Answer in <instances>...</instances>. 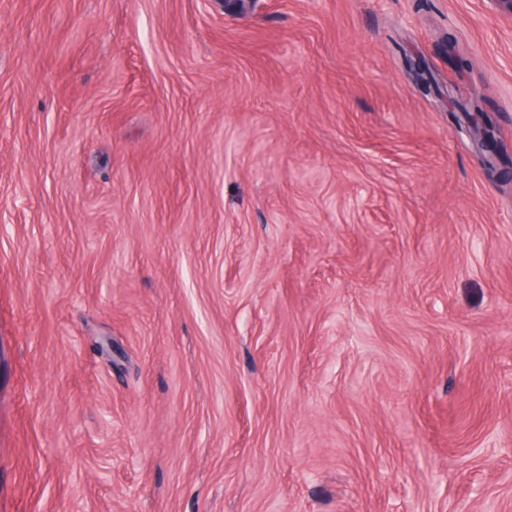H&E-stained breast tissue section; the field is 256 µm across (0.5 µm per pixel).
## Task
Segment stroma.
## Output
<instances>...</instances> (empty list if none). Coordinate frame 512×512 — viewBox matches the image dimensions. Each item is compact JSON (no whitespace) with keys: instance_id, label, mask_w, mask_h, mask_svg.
<instances>
[{"instance_id":"1","label":"stroma","mask_w":512,"mask_h":512,"mask_svg":"<svg viewBox=\"0 0 512 512\" xmlns=\"http://www.w3.org/2000/svg\"><path fill=\"white\" fill-rule=\"evenodd\" d=\"M510 469L504 0H0V512H512Z\"/></svg>"}]
</instances>
